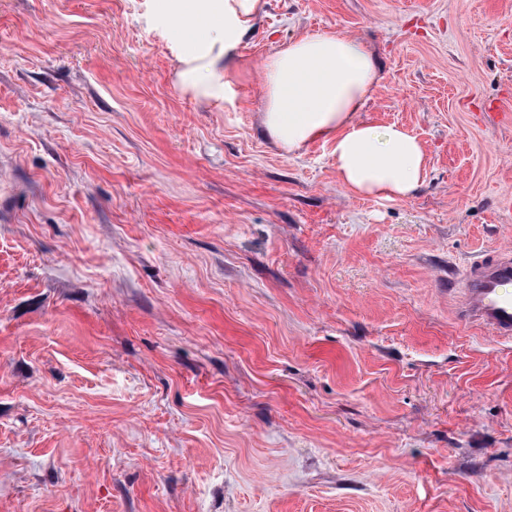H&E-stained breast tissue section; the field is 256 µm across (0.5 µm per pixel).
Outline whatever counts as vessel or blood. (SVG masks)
Returning a JSON list of instances; mask_svg holds the SVG:
<instances>
[{"mask_svg":"<svg viewBox=\"0 0 512 512\" xmlns=\"http://www.w3.org/2000/svg\"><path fill=\"white\" fill-rule=\"evenodd\" d=\"M458 297V314L464 322L511 341L512 250L472 261L460 279Z\"/></svg>","mask_w":512,"mask_h":512,"instance_id":"1","label":"vessel or blood"}]
</instances>
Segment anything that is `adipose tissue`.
<instances>
[{
	"mask_svg": "<svg viewBox=\"0 0 512 512\" xmlns=\"http://www.w3.org/2000/svg\"><path fill=\"white\" fill-rule=\"evenodd\" d=\"M260 0H163L184 40L178 84L200 99H219L229 83L230 56L258 13ZM381 75L360 36L308 32L268 56L261 72L262 125L289 152L329 144L336 171L354 194L412 196L426 174L418 138L404 127L360 117Z\"/></svg>",
	"mask_w": 512,
	"mask_h": 512,
	"instance_id": "1",
	"label": "adipose tissue"
}]
</instances>
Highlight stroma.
Segmentation results:
<instances>
[{"mask_svg": "<svg viewBox=\"0 0 512 512\" xmlns=\"http://www.w3.org/2000/svg\"><path fill=\"white\" fill-rule=\"evenodd\" d=\"M224 99L161 0H0V512H512V0H263ZM362 37L427 159L349 192L261 126L265 59ZM458 291L460 318L490 335L512 340V250L482 255L465 269Z\"/></svg>", "mask_w": 512, "mask_h": 512, "instance_id": "stroma-1", "label": "stroma"}]
</instances>
